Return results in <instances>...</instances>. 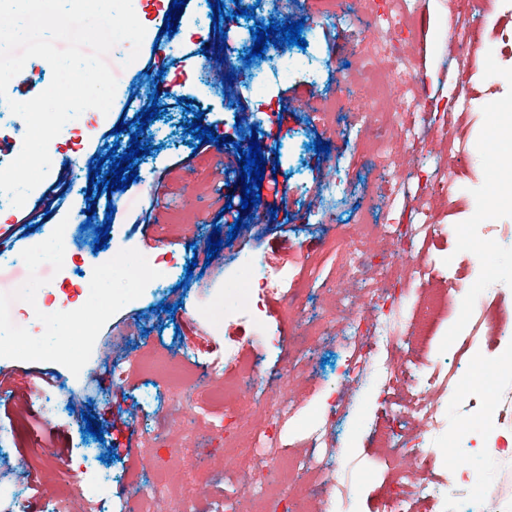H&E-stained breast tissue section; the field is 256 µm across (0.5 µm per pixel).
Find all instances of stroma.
I'll return each mask as SVG.
<instances>
[{
    "label": "stroma",
    "mask_w": 512,
    "mask_h": 512,
    "mask_svg": "<svg viewBox=\"0 0 512 512\" xmlns=\"http://www.w3.org/2000/svg\"><path fill=\"white\" fill-rule=\"evenodd\" d=\"M209 3L189 0L156 56L143 50L132 61L129 44L116 45L108 65L117 87L105 121L76 153L66 147L67 133L59 134L49 176L13 218L50 212L53 223L64 225L65 242L34 255L29 246L46 225L16 242L10 225L0 224V253L9 257L0 266V287H49L56 263L92 280L116 253H171L177 261L134 297L122 284L107 283L112 310L84 348L85 373H71L48 350L0 358V370L11 376L46 370L63 378L59 386L42 384L31 403L21 393L0 397V427L12 431L9 444L0 445V483L11 489L14 512L32 503L39 512L90 506L128 512L132 502L140 512H258L259 491L269 485L279 488L290 512H380L397 487L412 512H490L491 495L512 496V456L489 455L503 428L492 425L487 412L468 410L466 399L490 390L498 403H512V370L493 369L512 347V201L503 200L500 174L488 171L483 159L486 142L508 131L494 108L512 106V50L497 40L500 30L512 29V0H481L464 55L453 35L459 0H343L339 7L333 0H290L285 7L279 0H245L255 9L251 20L236 16L233 0H223L227 21L212 20ZM283 14L318 26V40L286 48L313 67L288 82H271L257 99L249 87L274 51L250 57V29ZM199 46L204 55L187 58ZM361 68L384 80L398 71L419 77L423 108L378 119L373 88L353 76ZM464 69L471 107L452 113L448 101ZM288 87L311 108L288 107ZM188 95L205 107V120L217 122L226 139L222 148H193L184 126L194 115L180 103ZM151 106L161 116L137 132L135 115ZM111 131L119 152H127L135 136L151 153L134 162L138 185L122 194L106 187L86 198L89 168L94 157L106 156L101 136ZM253 139L265 159L277 163L259 194L286 201L287 219L278 226L268 224L259 207L216 213L219 195L241 197L235 146ZM316 142L328 152L314 151ZM61 184L71 189L62 202L55 193ZM154 188L168 205L146 228L136 218ZM90 207L101 220L107 210L117 213L100 250L94 227L77 219ZM240 216L246 225L222 246L221 270L206 274L203 287L185 278L190 261L204 263L213 228L229 231ZM399 233L413 241L402 254L393 246ZM252 259L279 271L282 282L260 294L255 315L234 316L214 329L200 309ZM390 263L410 278L412 295L397 317L404 341L395 355L412 373L391 383L376 369L353 390L336 334L350 323L374 324L378 312L367 296ZM419 266L424 276H415ZM472 333L481 338L478 348L459 355V339ZM156 345L165 361L124 377L109 372V365L126 364ZM241 360L255 364L257 379L236 393L250 412L233 414L214 394L236 376ZM171 361L199 379L178 398L163 382ZM93 368L107 392L84 394ZM283 390L292 415L279 422L276 398ZM342 393L350 397L349 413L326 424L329 401ZM63 394L103 409L111 427L92 437L80 410L59 405ZM426 404L437 406L443 431L420 413ZM316 432L338 460L341 494L332 509L316 492L317 475L297 479L288 468L309 455ZM403 433L423 436L429 449H456L458 465L415 459L400 445ZM188 444L200 470L194 483L177 453ZM56 448L68 451L66 471L54 463ZM250 448L271 458L237 475ZM34 477L41 483L36 494ZM463 479L482 498L457 496ZM429 482L436 497L422 492ZM301 483L308 496L297 495Z\"/></svg>",
    "instance_id": "1"
}]
</instances>
